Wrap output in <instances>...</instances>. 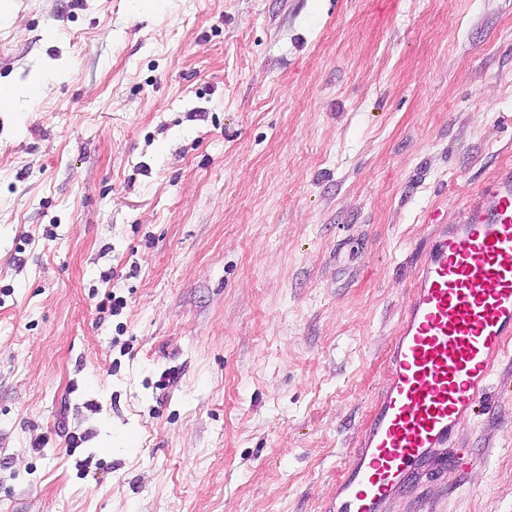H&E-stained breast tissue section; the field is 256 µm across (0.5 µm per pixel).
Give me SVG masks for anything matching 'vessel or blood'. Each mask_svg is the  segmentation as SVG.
<instances>
[{
	"mask_svg": "<svg viewBox=\"0 0 512 512\" xmlns=\"http://www.w3.org/2000/svg\"><path fill=\"white\" fill-rule=\"evenodd\" d=\"M512 341V173L439 225L417 268L391 373L336 485L333 512H384L487 395Z\"/></svg>",
	"mask_w": 512,
	"mask_h": 512,
	"instance_id": "b4317fda",
	"label": "vessel or blood"
}]
</instances>
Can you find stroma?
<instances>
[{
    "label": "stroma",
    "mask_w": 512,
    "mask_h": 512,
    "mask_svg": "<svg viewBox=\"0 0 512 512\" xmlns=\"http://www.w3.org/2000/svg\"><path fill=\"white\" fill-rule=\"evenodd\" d=\"M0 512H324L434 221L512 169V0H5ZM385 512H512V357ZM50 72L41 69L24 85L0 86V110H13L20 101L33 102L42 94Z\"/></svg>",
    "instance_id": "1"
}]
</instances>
